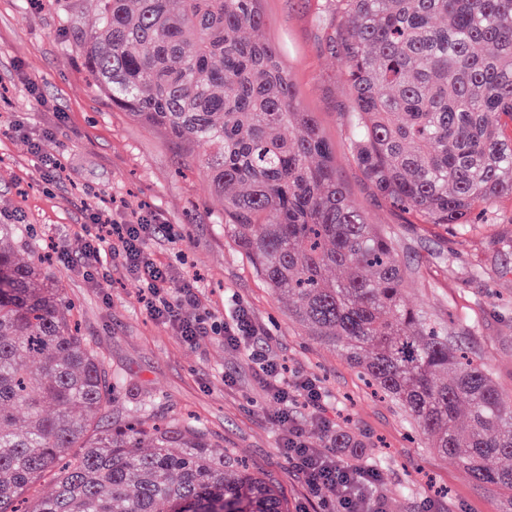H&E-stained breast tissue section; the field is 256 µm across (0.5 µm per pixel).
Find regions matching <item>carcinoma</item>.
Returning a JSON list of instances; mask_svg holds the SVG:
<instances>
[{"mask_svg":"<svg viewBox=\"0 0 512 512\" xmlns=\"http://www.w3.org/2000/svg\"><path fill=\"white\" fill-rule=\"evenodd\" d=\"M259 3L96 0L68 49L113 107L206 170L224 232L302 330L512 512V397L462 337L405 302L418 270L350 198ZM326 3L364 177L410 222L469 234L512 196V0ZM22 239V225L0 224V512H288L200 428L95 419L112 379L41 262L17 259ZM47 472L55 491L26 498Z\"/></svg>","mask_w":512,"mask_h":512,"instance_id":"obj_1","label":"carcinoma"}]
</instances>
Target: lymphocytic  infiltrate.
I'll return each instance as SVG.
<instances>
[{"label":"lymphocytic infiltrate","mask_w":512,"mask_h":512,"mask_svg":"<svg viewBox=\"0 0 512 512\" xmlns=\"http://www.w3.org/2000/svg\"><path fill=\"white\" fill-rule=\"evenodd\" d=\"M87 232L78 251L64 253L68 263L95 270L105 259L119 261L140 288V300L149 316L170 327L181 340L195 344L203 336H219L225 346L246 353L259 384L280 410L276 423L283 433L281 456L303 485L307 501L319 512H385L376 494L378 475L369 465L354 462L344 448L329 444L317 447L304 424L293 415L296 405L320 413L328 395L310 376L288 373L270 350L272 336L242 302H234L224 319H215L191 282L175 283L171 267L155 257L154 239L176 242L174 225L161 223L143 210L118 219L105 210L86 206Z\"/></svg>","instance_id":"lymphocytic-infiltrate-1"}]
</instances>
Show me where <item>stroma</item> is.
Instances as JSON below:
<instances>
[{
	"mask_svg": "<svg viewBox=\"0 0 512 512\" xmlns=\"http://www.w3.org/2000/svg\"><path fill=\"white\" fill-rule=\"evenodd\" d=\"M78 22L65 29L57 7L36 0H0V222L18 215L25 228L24 255L47 256L44 273L69 307L80 338L100 354L117 381L112 417L191 419L220 446L232 449L282 490L290 512H300L304 490L279 453L282 433L273 422L278 406L264 395L242 353L209 336L184 344L153 321L139 301L137 282L120 264L103 276L66 267L59 254L76 249L83 208L95 197L115 199L122 211L149 209L175 225L177 243L157 242L156 254L176 280H196L207 308L223 318L233 300L247 304L268 327L290 371L316 377L328 394L323 412L329 430L296 407L311 441L327 445L345 432L365 447L364 464L379 473L377 492L386 512H500L494 493L475 485L454 461L411 433L403 414L374 393L344 355L305 335L285 300L257 278L250 262L225 236L221 201L207 188L205 170L184 165L160 131L142 126L92 89L76 40L93 15L92 0H75ZM264 36L332 142L336 167L351 199L370 223L393 225L402 264L420 277L407 290L449 328L466 332L473 353L492 370L498 387L512 393V198L496 205V224L469 239L424 233L403 223L364 179L353 158L344 117L350 92L336 59L323 43L328 23L321 0H261ZM36 91H29V84ZM61 168L43 179L42 157Z\"/></svg>",
	"mask_w": 512,
	"mask_h": 512,
	"instance_id": "1",
	"label": "stroma"
}]
</instances>
